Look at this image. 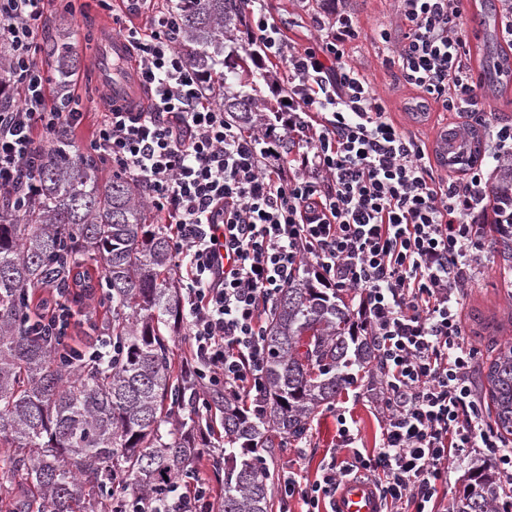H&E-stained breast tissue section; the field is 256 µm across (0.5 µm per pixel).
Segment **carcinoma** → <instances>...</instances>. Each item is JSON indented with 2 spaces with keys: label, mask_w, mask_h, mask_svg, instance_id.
<instances>
[{
  "label": "carcinoma",
  "mask_w": 512,
  "mask_h": 512,
  "mask_svg": "<svg viewBox=\"0 0 512 512\" xmlns=\"http://www.w3.org/2000/svg\"><path fill=\"white\" fill-rule=\"evenodd\" d=\"M179 50L206 76L226 67L242 87L264 76L252 52L224 55V40L245 18L242 0H179ZM44 53L62 76L74 67L67 44ZM512 56L492 26L476 50L484 83L502 85ZM247 132L269 126L284 106L279 94L257 98L224 85L215 98ZM441 163L481 141V129L443 135ZM97 160L74 150L62 128L40 146L35 189L15 221L0 216V512H124L131 498L156 495L166 479L194 464L224 430V470L217 512H268L265 455L305 437L311 416L336 400L359 373L378 377L376 342L355 329L353 313L334 288L304 264L275 301L266 332L259 408L219 389L202 393L189 364L175 367L169 339L184 323L161 224L147 223L146 189L122 175L103 183ZM494 201L512 202V158L496 164ZM512 265V223L496 225L490 242ZM82 288L95 306L86 324L98 344H69L39 318L30 289ZM108 321L98 326V309ZM485 412L502 438L512 435V345L500 346L486 374ZM452 512H512L488 466L469 476Z\"/></svg>",
  "instance_id": "obj_1"
}]
</instances>
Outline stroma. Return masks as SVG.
<instances>
[{"mask_svg":"<svg viewBox=\"0 0 512 512\" xmlns=\"http://www.w3.org/2000/svg\"><path fill=\"white\" fill-rule=\"evenodd\" d=\"M266 7L281 25L287 38L298 44L313 40V16L326 15L322 0H266ZM338 9L352 14L362 34L353 42L346 58L350 66L370 85L372 93L386 106L392 120L403 131L416 136L427 146L437 143V130L442 124L438 112H431L428 120H419L410 108L416 90L397 83L394 71L386 61L393 48L377 36L378 30H389L399 35L402 21L396 0H339ZM121 24L114 22L111 9L99 0H76L73 12L64 14L53 11L48 16L43 39H61L69 43L78 67V92L81 109L86 116L71 137L76 149L90 153L92 134L96 127V113L101 108L103 89L99 83L94 54L98 43L110 34L118 33ZM500 260L495 253H488L472 287L462 300V318L465 334L477 349L476 367L472 375L477 392H484L487 385V349L490 344L512 343V294L500 275ZM348 409L357 423L361 442L366 450H373L379 437L381 415L372 397L348 388L333 404L322 406L310 422L306 439L309 447L305 456H298L295 445L276 449L267 457L266 465L271 476L287 470H302L308 479H315L327 452L337 444L338 409Z\"/></svg>","mask_w":512,"mask_h":512,"instance_id":"stroma-1","label":"stroma"}]
</instances>
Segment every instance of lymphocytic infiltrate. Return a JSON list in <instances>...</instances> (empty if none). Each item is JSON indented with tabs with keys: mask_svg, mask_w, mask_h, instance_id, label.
<instances>
[{
	"mask_svg": "<svg viewBox=\"0 0 512 512\" xmlns=\"http://www.w3.org/2000/svg\"><path fill=\"white\" fill-rule=\"evenodd\" d=\"M0 0V41L11 74L26 89L18 107L0 106V195L23 203L43 138L84 120L48 107V79L37 61L39 30L54 4ZM249 46L261 63L285 65L289 104L283 129L298 132L297 168L285 175L263 137L244 134L223 106L207 101L206 80L176 47L175 8L126 39L148 97L138 110L104 102L94 151L146 188L167 213L168 235L185 271L191 356L197 373L246 405L261 392L265 315L303 263L322 284L358 299L355 316L378 346L375 385L381 439L358 447V431L338 414V447L319 478L288 471L284 499L305 512H329L341 479H372L384 512H448L453 464L480 455L512 496V443L484 418L472 382L477 351L468 342L461 300L481 262L484 217L512 222V204H490L489 173L436 175L425 145L390 118L367 81L345 61L361 35L347 12L314 17L313 44H288L264 0H243ZM404 26L389 60L399 82L440 111L477 112L480 83L469 65L458 0H398ZM140 502L138 512H216L200 472L189 485Z\"/></svg>",
	"mask_w": 512,
	"mask_h": 512,
	"instance_id": "obj_1",
	"label": "lymphocytic infiltrate"
}]
</instances>
